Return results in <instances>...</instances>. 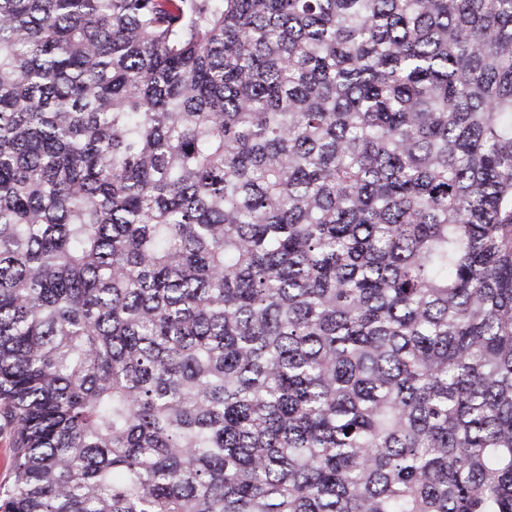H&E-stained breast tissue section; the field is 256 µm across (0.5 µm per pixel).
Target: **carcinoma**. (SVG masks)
<instances>
[{"instance_id": "1", "label": "carcinoma", "mask_w": 512, "mask_h": 512, "mask_svg": "<svg viewBox=\"0 0 512 512\" xmlns=\"http://www.w3.org/2000/svg\"><path fill=\"white\" fill-rule=\"evenodd\" d=\"M0 512H512V0H0Z\"/></svg>"}]
</instances>
